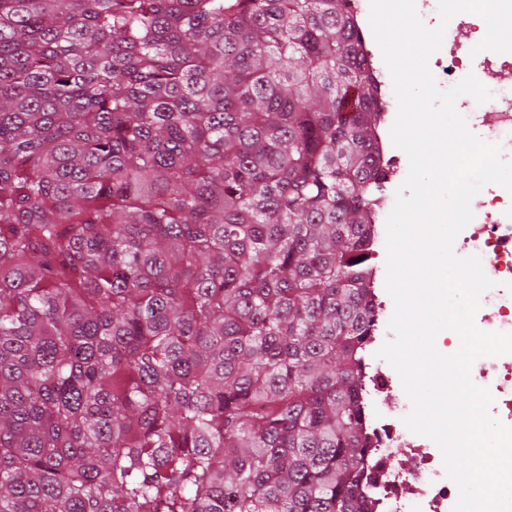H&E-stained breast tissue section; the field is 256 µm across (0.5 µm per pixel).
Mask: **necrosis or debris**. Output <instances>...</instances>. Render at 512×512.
<instances>
[{
	"label": "necrosis or debris",
	"mask_w": 512,
	"mask_h": 512,
	"mask_svg": "<svg viewBox=\"0 0 512 512\" xmlns=\"http://www.w3.org/2000/svg\"><path fill=\"white\" fill-rule=\"evenodd\" d=\"M415 8L425 27L444 30L440 48L428 60L437 86L447 90L467 75H475L489 90V99L480 103L463 95L457 99L456 109L474 135L498 145L501 160L512 161V83L504 79L505 72L512 70V51L477 52L472 44L461 41L459 34L464 30L484 40L487 25L477 14L460 12L441 20L438 0H415ZM349 16L360 34L359 52L380 89L376 137L384 177L375 215L380 222L394 205L409 161L390 139L397 101L391 73L369 34V0H350ZM471 208L473 218L456 237L453 252L459 257L479 256L493 283L480 297L475 323L484 331L512 333V191L498 184L487 185L473 198ZM470 377L491 392L490 416L512 427V353L478 357ZM361 382V401L369 410L363 424L368 512H453L459 490L446 474L439 447L401 423L411 411L410 399L401 397L388 408L377 402L381 394L400 388L394 368L384 360H372L363 364Z\"/></svg>",
	"instance_id": "obj_1"
}]
</instances>
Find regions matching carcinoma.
Segmentation results:
<instances>
[{"label": "carcinoma", "mask_w": 512, "mask_h": 512, "mask_svg": "<svg viewBox=\"0 0 512 512\" xmlns=\"http://www.w3.org/2000/svg\"><path fill=\"white\" fill-rule=\"evenodd\" d=\"M357 42L348 0H0V512H364Z\"/></svg>", "instance_id": "obj_1"}]
</instances>
